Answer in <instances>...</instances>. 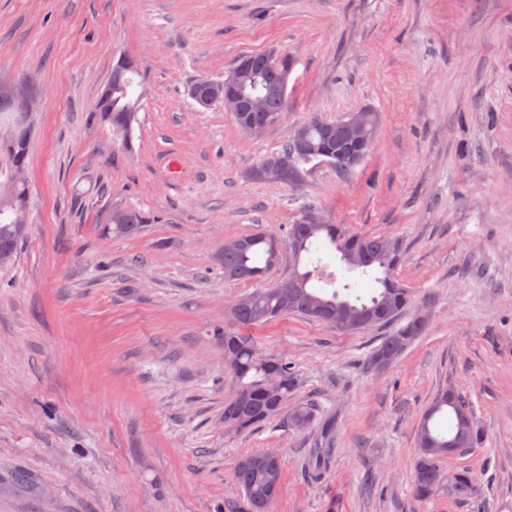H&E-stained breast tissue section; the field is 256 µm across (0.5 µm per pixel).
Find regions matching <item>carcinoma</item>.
<instances>
[{"label": "carcinoma", "instance_id": "cac0c4a2", "mask_svg": "<svg viewBox=\"0 0 512 512\" xmlns=\"http://www.w3.org/2000/svg\"><path fill=\"white\" fill-rule=\"evenodd\" d=\"M256 57L260 65L257 71L240 77L239 91L246 99H261L262 111L235 112L233 116L241 128L249 121H260L255 129L259 133L288 107L287 89L281 77L295 60L276 53H258ZM139 76L135 60L120 58L91 113L92 120L110 126L128 146L132 144L133 124L144 95ZM188 95L203 108L222 105L224 83L200 79L190 85ZM31 115L13 95L0 92V155L9 161L10 176L6 183L11 185L9 192L0 193V265L13 260L27 224L28 187L27 183L15 180V175L19 168L27 167ZM379 123L380 115L375 109L363 113V134L370 145ZM356 152L343 120L310 119L295 127L281 149L264 156L249 177L262 184L286 185L289 180L304 179L312 169L325 165L346 178L354 175L365 159L362 155L357 162H351ZM311 214L318 215L320 211L310 205L303 207L299 218L284 231L283 240L291 251L288 275L270 288H256L236 299L228 310L230 318L243 327H251L294 313L344 333L395 326L404 318L411 302L409 289L396 277L403 254L401 241L373 234H348L324 220L318 224L311 222ZM148 223L150 218L142 211L115 205L108 209L104 234L135 237ZM324 239L335 246L349 269L382 270L383 277L376 278L380 291L367 300L359 296L349 299L336 290L328 293L313 285V280L320 279L319 268L302 271L300 267L310 247ZM283 240L275 231L227 239L215 260L224 269L226 279L259 281L280 263ZM260 255L264 257L262 266L255 264ZM427 328L428 322L420 321L416 314L411 316L406 324L382 338L371 352L370 367L385 368L424 336ZM223 335L225 366L237 382L236 392L224 402V428L242 432L277 419L290 430L308 427L316 418L315 408L301 404L287 410L288 397L298 387L297 375L288 362L259 355L250 336L227 329ZM442 415L451 420L445 432L437 425ZM482 442L483 432L462 392L454 387L441 391L417 423L411 484L414 497L421 502L442 494L459 502L473 498L478 486L472 472L464 468L447 472L441 461L452 453H466ZM282 467V460H271L263 450L239 456L233 476L243 490V499L233 512H271L280 492Z\"/></svg>", "mask_w": 512, "mask_h": 512}]
</instances>
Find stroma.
I'll return each instance as SVG.
<instances>
[{"mask_svg": "<svg viewBox=\"0 0 512 512\" xmlns=\"http://www.w3.org/2000/svg\"><path fill=\"white\" fill-rule=\"evenodd\" d=\"M296 65L288 110L252 135L186 93L243 55ZM145 95L124 143L90 113L119 58ZM34 79L27 231L0 268V512H226L239 455L283 462L272 512H512V0H0V81ZM370 106L380 125L344 179L302 191L249 171L312 115ZM313 204L350 233L401 239L400 282L430 326L387 369L386 329L346 334L297 314L248 328L335 420L320 479L316 428L224 427L229 304L260 283L228 280L225 239L286 227ZM111 204L156 216L135 238L102 234ZM309 266L369 297L375 272L328 244ZM456 386L484 433L445 458L479 495L423 503L411 489L416 423ZM26 474L18 482L17 474Z\"/></svg>", "mask_w": 512, "mask_h": 512, "instance_id": "stroma-1", "label": "stroma"}]
</instances>
